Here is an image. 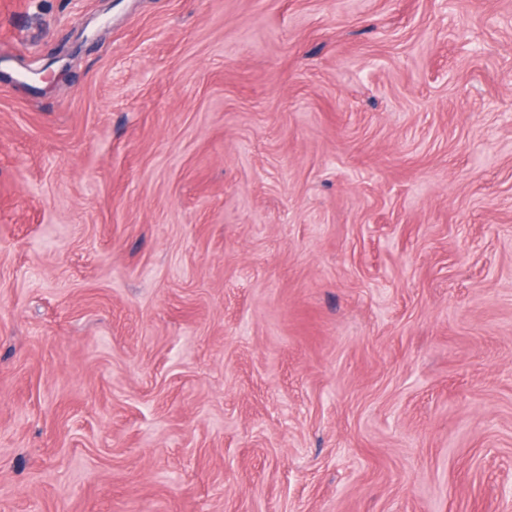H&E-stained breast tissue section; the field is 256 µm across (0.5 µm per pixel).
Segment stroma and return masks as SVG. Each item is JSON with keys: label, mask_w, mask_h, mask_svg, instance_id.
Wrapping results in <instances>:
<instances>
[{"label": "stroma", "mask_w": 512, "mask_h": 512, "mask_svg": "<svg viewBox=\"0 0 512 512\" xmlns=\"http://www.w3.org/2000/svg\"><path fill=\"white\" fill-rule=\"evenodd\" d=\"M512 0H0V512H512Z\"/></svg>", "instance_id": "35a3bbf8"}]
</instances>
